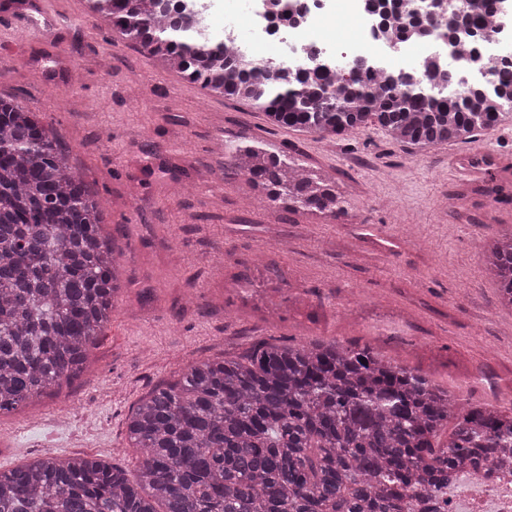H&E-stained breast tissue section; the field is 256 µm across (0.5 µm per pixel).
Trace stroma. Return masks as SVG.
<instances>
[{
  "label": "stroma",
  "mask_w": 512,
  "mask_h": 512,
  "mask_svg": "<svg viewBox=\"0 0 512 512\" xmlns=\"http://www.w3.org/2000/svg\"><path fill=\"white\" fill-rule=\"evenodd\" d=\"M30 2L0 0V98L37 112L102 200L123 283L80 378L0 414V471L80 454L136 477L132 407L264 343L369 346L447 390L459 416L512 404V307L478 257L512 232V118L423 153L374 126L329 146L162 69L86 0H47L51 38L10 29ZM244 135L334 177L348 217L261 205L224 167L221 145ZM478 151L494 165L473 188L449 164Z\"/></svg>",
  "instance_id": "obj_1"
}]
</instances>
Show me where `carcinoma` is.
<instances>
[{
	"mask_svg": "<svg viewBox=\"0 0 512 512\" xmlns=\"http://www.w3.org/2000/svg\"><path fill=\"white\" fill-rule=\"evenodd\" d=\"M125 40L209 94L244 102L279 127L320 139L370 126L406 147L467 142L512 101V64L485 82L459 72L379 74L372 60L345 73L314 55L296 69L258 71L220 41L190 36L182 0H88ZM496 0L448 18L455 57L476 58ZM379 29L427 32L401 0ZM271 207L337 219L338 182L247 137L224 153ZM105 212L37 113L0 98V413L76 379L110 320L121 265ZM512 305V237L483 251ZM453 400L424 376L370 348L315 342L262 346L241 359L201 361L132 410L135 480L99 460L45 456L0 471V512H420L459 472L512 466V406L455 422Z\"/></svg>",
	"mask_w": 512,
	"mask_h": 512,
	"instance_id": "1",
	"label": "carcinoma"
}]
</instances>
